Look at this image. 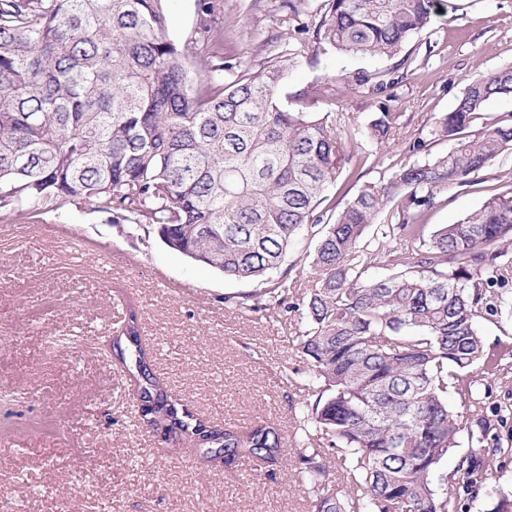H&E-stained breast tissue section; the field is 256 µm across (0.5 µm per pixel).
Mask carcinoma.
<instances>
[{"mask_svg": "<svg viewBox=\"0 0 512 512\" xmlns=\"http://www.w3.org/2000/svg\"><path fill=\"white\" fill-rule=\"evenodd\" d=\"M164 0H0V208L37 211L81 201L155 227L172 250L238 281L267 287L248 311L304 310L296 346L317 392L304 421L336 449L300 453L314 512H453L485 481L477 441L448 488L445 461L469 419L448 392L476 399L474 366H493L476 320L512 309V194L494 195L455 224L427 231L422 213L512 152V115L470 130L484 103L512 94V66L474 77L429 133L455 141L444 156L401 163L364 185L334 222L319 210L358 136L378 143L396 115L364 130L282 99V56L224 85L192 83L185 51L167 34ZM440 0H327L316 39L348 55L396 56L430 23ZM347 84L378 94L390 71ZM318 228L316 283L294 302L281 269L301 233ZM389 274L368 276L371 267ZM129 375L140 421L206 449L230 467H273L271 425L209 426L181 407L152 370L132 312L110 343ZM339 466L345 488L329 490Z\"/></svg>", "mask_w": 512, "mask_h": 512, "instance_id": "1", "label": "carcinoma"}]
</instances>
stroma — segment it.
Returning <instances> with one entry per match:
<instances>
[{
	"mask_svg": "<svg viewBox=\"0 0 512 512\" xmlns=\"http://www.w3.org/2000/svg\"><path fill=\"white\" fill-rule=\"evenodd\" d=\"M199 8V0L164 4L191 80L207 75L219 51L234 62L221 81L259 70L270 52H287L300 38L294 28L303 21L310 32L286 65L291 108L332 82L335 100L317 102L316 111L345 113L359 126L377 112L397 114L389 139L363 143L352 176L325 191L332 217L394 162L451 151L453 141L429 136L435 118L455 108L478 73L512 65V0H449L404 45V77L381 94L341 78L392 69L398 58L341 55L315 40L325 0H214L210 45L198 34ZM420 138L427 147L413 152ZM509 191L512 154L505 153L482 180L438 197L425 222L432 230L456 223ZM253 289L170 250L153 227L84 203L0 211V512H311L316 494L299 476L296 423L314 402L311 367L293 343L301 315L225 305V297ZM131 311L155 371L188 411L241 430L280 429L283 461L274 475L213 465L187 441L168 448L140 423L130 383L106 349ZM477 328L498 367L474 370L480 405L454 392L448 403L465 416L508 408L483 437L505 453L487 460L482 488L461 495L457 512H489L498 495L512 492V318H481Z\"/></svg>",
	"mask_w": 512,
	"mask_h": 512,
	"instance_id": "obj_1",
	"label": "stroma"
}]
</instances>
